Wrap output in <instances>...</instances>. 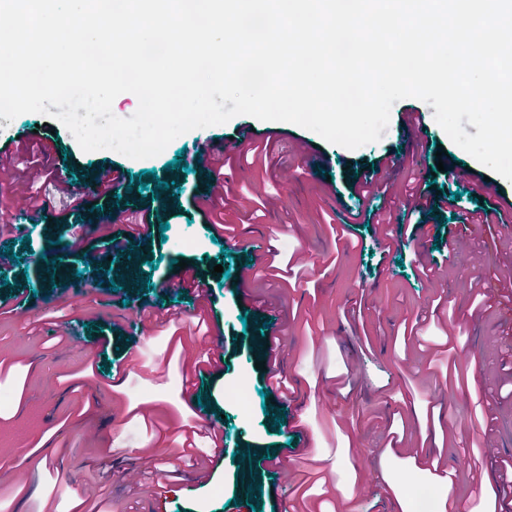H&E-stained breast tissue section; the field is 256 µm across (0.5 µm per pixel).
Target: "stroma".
I'll return each mask as SVG.
<instances>
[{
  "label": "stroma",
  "mask_w": 512,
  "mask_h": 512,
  "mask_svg": "<svg viewBox=\"0 0 512 512\" xmlns=\"http://www.w3.org/2000/svg\"><path fill=\"white\" fill-rule=\"evenodd\" d=\"M419 110L425 125L414 142L399 136L406 112ZM434 107L408 98L396 102L378 142L349 149L324 141L316 133L286 122H265L240 115L229 122L179 136L158 156L135 160L114 151H82L70 131L38 113L16 117L0 131V185L15 175L24 180L5 204L26 226L25 238L0 236V251L11 250L19 263L8 285H0V303L18 302L14 318L0 317V468L24 470L26 481L0 480V512H77L90 478L102 481V512H282L283 504L306 502L310 512H334L337 502L357 512H401L388 481L408 476L406 489L413 512L422 510L419 492L441 494L445 485L470 489L465 512H503L497 495L501 461L512 462V302L469 314L476 297L470 282L490 283L512 273V217L492 230L459 223V213L512 201V182L454 145L436 123ZM286 167L263 170L245 165V156L263 143ZM444 158H436L437 149ZM206 150L235 162L233 191L257 190L278 200L276 210L253 221L237 247L212 241L193 198L207 187L204 171L192 166L191 154ZM182 167H175V160ZM396 164V180L409 173L433 177L443 196L439 212L420 218L426 241L399 235L383 253L373 235L382 220L398 224L400 201L383 196L359 197L352 182ZM45 172L26 179L31 161ZM121 167L138 187L137 203L154 200L158 179L172 178L175 192L160 213L166 231L151 227L129 254L150 289L113 290L120 269L106 267L96 291L84 286L75 270L90 250L106 252L94 224L108 222L112 233L126 227L116 194L103 193L100 174ZM152 171L144 180L140 171ZM489 188L478 200L466 197L476 180ZM78 189L93 209L73 212L57 206L32 220L22 198L28 191L51 193L56 180ZM361 211L365 222L353 239L337 237L334 227L343 210ZM464 239L465 250L484 263L473 269L454 264L448 242ZM277 248L281 260L302 254L309 272L294 280L276 272L264 280L242 281L260 251ZM57 250L65 273L46 278L40 257ZM436 260L446 273L443 287H430L421 263ZM198 280L209 283L212 298L198 311L195 291L180 281V262ZM225 270L213 274L217 263ZM365 305L363 324L346 320L353 300ZM148 305L172 316L161 325L131 322L130 307ZM423 318L419 346L407 348L404 322ZM205 320L218 337L223 360L183 385L185 345L194 358L208 356L210 340L191 342L189 333ZM276 336V367L294 390L287 404L261 396L263 335ZM124 369L122 386L111 376ZM474 370L476 381L449 401V369ZM95 380L97 390L85 387ZM246 383L251 400L239 408L226 390ZM111 408L121 428L112 436V454H103L96 432L102 408ZM282 425H275V418ZM181 419L187 431H217L228 452L214 461L200 485L199 474L185 458L167 452L153 466H142V440L161 444L166 426ZM484 421L494 438L495 455L474 442L472 427ZM404 433L422 443L424 454L443 462L446 477L422 469L406 452L385 446L388 433ZM286 458L291 472L318 460L330 479L303 487L291 479L273 486L271 460ZM249 474L253 491L240 498L237 483Z\"/></svg>",
  "instance_id": "obj_1"
}]
</instances>
